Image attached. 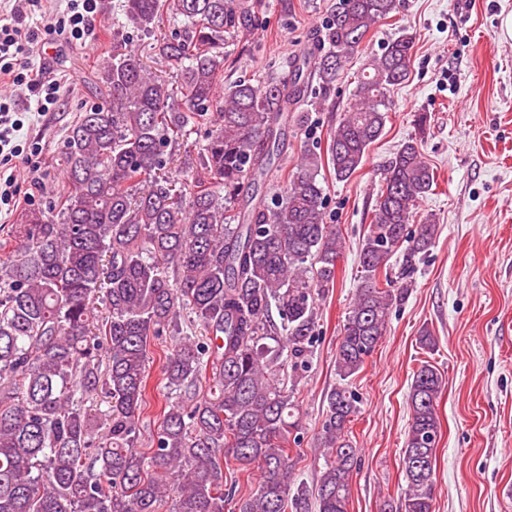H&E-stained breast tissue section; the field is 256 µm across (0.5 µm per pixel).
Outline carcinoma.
Here are the masks:
<instances>
[{
  "label": "carcinoma",
  "instance_id": "obj_1",
  "mask_svg": "<svg viewBox=\"0 0 512 512\" xmlns=\"http://www.w3.org/2000/svg\"><path fill=\"white\" fill-rule=\"evenodd\" d=\"M399 0H336L319 54L289 79L252 76L221 88L224 48L246 36L265 0H122L112 59L99 76L108 100L81 115L62 144L68 191L30 211L20 244L0 258V512H348L359 413L349 389L405 300L434 243L431 218L408 224L437 185L419 144L385 169L359 253L361 281L336 345L338 384L327 396L315 489L292 486L288 444L301 416L282 376L309 368L315 295L335 284L340 232L324 220L321 159L301 158L278 192L258 181L284 148L288 113L309 80L328 90ZM180 24L156 45L178 85L148 71L126 28L148 34L163 14ZM413 37L386 42L359 76L331 130L327 164L339 181L364 164L409 76ZM201 134L192 180L166 174L168 147ZM402 253L398 272L389 261ZM104 313L93 314L95 302ZM184 335L163 368L168 402L150 454L140 451L150 337ZM207 396L199 397L203 378ZM442 376L413 373L401 512H433ZM101 400L105 408L87 403ZM257 469L254 490H224V459ZM296 491H291V488Z\"/></svg>",
  "mask_w": 512,
  "mask_h": 512
}]
</instances>
